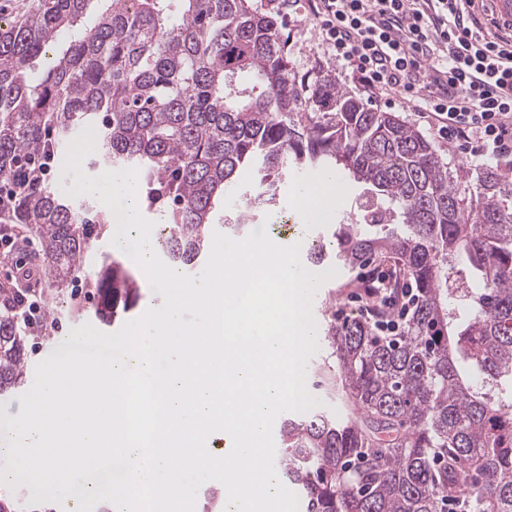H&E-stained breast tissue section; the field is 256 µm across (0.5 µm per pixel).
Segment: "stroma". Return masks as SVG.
I'll return each instance as SVG.
<instances>
[{
	"mask_svg": "<svg viewBox=\"0 0 512 512\" xmlns=\"http://www.w3.org/2000/svg\"><path fill=\"white\" fill-rule=\"evenodd\" d=\"M283 32L288 38V64L291 72L299 79H314L319 69L331 71L339 85L347 91H354L353 82L348 79L344 70L333 62L321 44L318 25L309 9V0H288V10L284 17ZM315 174L308 173L304 177L289 176L280 191V204L271 211L267 224L253 223V230H266L270 238H277L282 225H293L294 239L307 243L315 236L331 239L336 224L344 218L359 219L368 198L363 186L347 178H339L337 185L340 203L334 209L329 222L324 224H306L296 214L293 207V192L299 183H312ZM26 262L38 269L37 278L30 280L33 288L46 285L42 276L43 264L38 256V241L28 237L24 247L12 248L8 259L0 260V284H17L19 274L16 270L18 262ZM393 269L388 265L370 264L356 269L354 273L338 272L336 276L324 282L317 290L319 302L313 306L312 314L317 328H324L330 319H344L359 315L367 304V298L362 291L349 284L350 278L378 279L391 277ZM78 302L85 307L86 312L81 316L71 315V302ZM97 298L88 288L84 278H77L68 290L67 298L58 300L53 305L54 325L43 332L41 336L31 340L27 346V379H34V370L38 363L51 353L62 349L63 336L69 335L71 329L86 323H94L95 317L91 312ZM327 344H320L318 352L310 358L307 366V387L309 392L318 399V411L340 418L353 415L352 406L345 399L338 383L336 362L329 356Z\"/></svg>",
	"mask_w": 512,
	"mask_h": 512,
	"instance_id": "obj_1",
	"label": "stroma"
}]
</instances>
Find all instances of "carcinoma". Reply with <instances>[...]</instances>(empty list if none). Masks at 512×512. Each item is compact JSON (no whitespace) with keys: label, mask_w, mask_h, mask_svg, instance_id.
<instances>
[{"label":"carcinoma","mask_w":512,"mask_h":512,"mask_svg":"<svg viewBox=\"0 0 512 512\" xmlns=\"http://www.w3.org/2000/svg\"><path fill=\"white\" fill-rule=\"evenodd\" d=\"M42 0L0 25V182L60 154L94 128L92 165L134 168L142 202L164 213L167 262L209 254L216 213L237 232L279 204L288 175L332 167L367 186L375 209L337 225L315 264L399 270L419 288L402 334L374 321L400 281L362 285L370 316L331 320L324 339L364 420L312 414L280 424L282 462L304 512H512V183L494 166L450 168L395 112H378L321 70L288 66L279 0ZM52 53L48 70L35 59ZM253 175L243 189L241 175ZM4 224L35 235L50 292L65 295L95 239L93 220L30 178ZM461 260L469 280L451 286ZM111 325L140 291L114 260L85 276ZM26 295L0 287V395L25 381L17 329Z\"/></svg>","instance_id":"1"}]
</instances>
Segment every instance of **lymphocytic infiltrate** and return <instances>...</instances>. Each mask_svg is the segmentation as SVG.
Wrapping results in <instances>:
<instances>
[{
  "mask_svg": "<svg viewBox=\"0 0 512 512\" xmlns=\"http://www.w3.org/2000/svg\"><path fill=\"white\" fill-rule=\"evenodd\" d=\"M328 53L364 93L408 106L449 150L512 160V67L458 0H312Z\"/></svg>",
  "mask_w": 512,
  "mask_h": 512,
  "instance_id": "1",
  "label": "lymphocytic infiltrate"
}]
</instances>
